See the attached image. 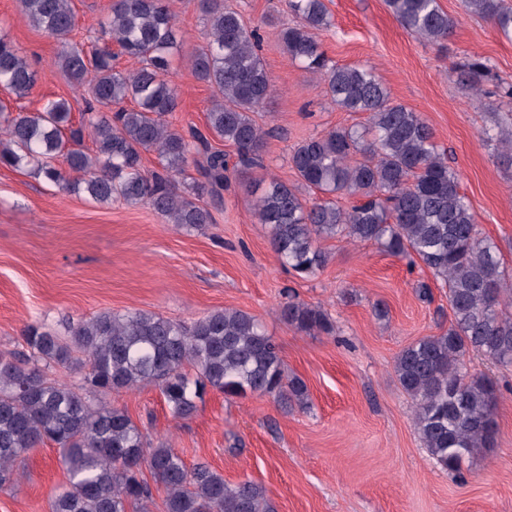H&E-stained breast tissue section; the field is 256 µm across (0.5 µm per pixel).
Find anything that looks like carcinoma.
I'll return each instance as SVG.
<instances>
[{
    "instance_id": "carcinoma-1",
    "label": "carcinoma",
    "mask_w": 512,
    "mask_h": 512,
    "mask_svg": "<svg viewBox=\"0 0 512 512\" xmlns=\"http://www.w3.org/2000/svg\"><path fill=\"white\" fill-rule=\"evenodd\" d=\"M387 3L407 31L428 41L446 39L456 26L437 0ZM21 4L34 27L60 42L59 68L92 103L77 121L65 99L15 117L1 111L0 166H32L62 192L83 193L101 205L147 203L185 228L211 223L198 200L222 198L228 160L208 136L233 146L246 169L261 165L267 145L266 132L252 118L271 91L256 30L226 0H198L209 40L188 62L215 95L206 113L209 135L195 132L190 143L167 121L180 103L169 75L183 43L168 0H114L99 22V43L89 47L70 39L72 0ZM464 4L503 33L512 32V10L502 0ZM288 9L301 20L282 30L288 57L322 76L331 103L368 113L369 127L302 141L289 158L298 184L270 177L252 209L268 227L280 263L299 274L310 276L326 265L318 239L343 236L417 260L445 284L448 329L405 347L394 370L413 401L424 448L441 469L459 474L465 460L493 446L497 434L493 384L464 371V359L473 352L495 365L512 364V278L497 245L480 235L429 124L393 103L373 70L329 61L317 39L329 25L324 0H288ZM120 54L138 59L140 67L117 69ZM457 71L462 85L478 91L490 67L475 59ZM37 80V71L1 36L0 87L24 98ZM128 100L133 107L124 106ZM87 137L91 152L84 149ZM146 152L156 154L159 170L144 169ZM193 152L203 157L200 179L181 189L178 177ZM59 156L63 168L55 164ZM304 189L325 198L310 203ZM338 194L355 197V204L337 205ZM281 314L306 332L334 330L320 309L304 303L290 302ZM23 339L28 355L0 356L1 491L15 483L31 449L50 443L69 476L51 512H125L129 501L145 508L152 491L144 466L166 489L163 512H275L262 485L228 482L205 463L187 467L175 449L148 441L125 410L104 399L152 384L178 419L192 417L210 391L268 395L308 407L306 384L288 375L255 316L220 309L186 323L137 309L103 310L66 322L61 332L29 324ZM58 369L79 378L61 382L52 377Z\"/></svg>"
}]
</instances>
